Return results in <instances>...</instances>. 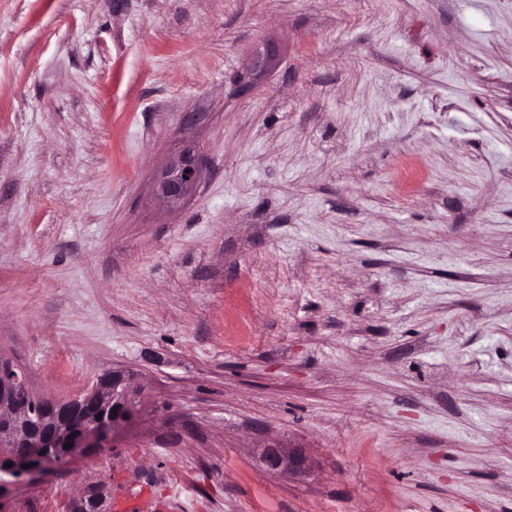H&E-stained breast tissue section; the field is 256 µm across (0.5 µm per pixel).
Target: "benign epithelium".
Masks as SVG:
<instances>
[{"label":"benign epithelium","mask_w":512,"mask_h":512,"mask_svg":"<svg viewBox=\"0 0 512 512\" xmlns=\"http://www.w3.org/2000/svg\"><path fill=\"white\" fill-rule=\"evenodd\" d=\"M205 161L194 153H186L170 162L158 174L154 183L157 200L169 208L179 206L185 197L201 182ZM22 384L29 386L28 378L12 374L11 361L0 359V419L14 420L17 427L12 436L0 439V489L7 483L5 477L30 472L28 461L54 445L63 447L70 457L84 448H107L115 431L123 426L119 419L106 417L94 420L86 429L77 433L70 421L59 415L63 401L43 398L48 416L42 422L30 424L27 415H20L11 396V389ZM143 389L134 385L125 375L113 376L108 386L95 385L84 394L68 400L79 408L91 404L100 410H117L128 406ZM263 463L271 471L302 474L309 469L305 457L295 450L269 446L262 456Z\"/></svg>","instance_id":"1"}]
</instances>
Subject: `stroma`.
I'll return each mask as SVG.
<instances>
[{
	"label": "stroma",
	"instance_id": "1",
	"mask_svg": "<svg viewBox=\"0 0 512 512\" xmlns=\"http://www.w3.org/2000/svg\"><path fill=\"white\" fill-rule=\"evenodd\" d=\"M0 354L145 406L0 512H512V0H0ZM204 166V159L194 153H186L170 162L155 179L154 195L157 200L166 207H178L200 184ZM263 463L271 471L290 474L306 473L309 464L305 457L295 450L269 446L262 456Z\"/></svg>",
	"mask_w": 512,
	"mask_h": 512
}]
</instances>
